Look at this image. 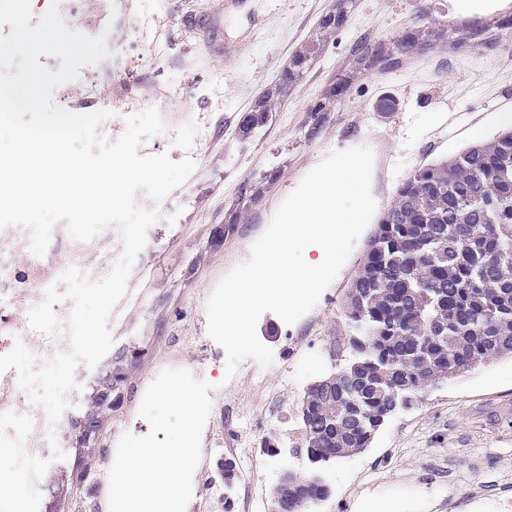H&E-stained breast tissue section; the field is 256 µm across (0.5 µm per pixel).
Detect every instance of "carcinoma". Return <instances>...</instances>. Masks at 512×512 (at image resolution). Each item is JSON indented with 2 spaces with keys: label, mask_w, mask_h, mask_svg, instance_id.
<instances>
[{
  "label": "carcinoma",
  "mask_w": 512,
  "mask_h": 512,
  "mask_svg": "<svg viewBox=\"0 0 512 512\" xmlns=\"http://www.w3.org/2000/svg\"><path fill=\"white\" fill-rule=\"evenodd\" d=\"M348 0L322 28L338 27ZM456 30L413 28L385 43L363 41L355 66L393 71L404 58ZM318 50L297 52L279 84L240 117L249 139L264 127L289 84ZM346 76L330 85L324 102L349 89ZM342 317L348 357L333 380L311 384L298 406L302 446L315 467L366 448L384 422L436 389L490 362L512 355V130L458 155L419 168L397 190L368 242L346 293ZM330 493L310 483L285 512H306Z\"/></svg>",
  "instance_id": "1"
}]
</instances>
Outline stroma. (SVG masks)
<instances>
[{
    "mask_svg": "<svg viewBox=\"0 0 512 512\" xmlns=\"http://www.w3.org/2000/svg\"><path fill=\"white\" fill-rule=\"evenodd\" d=\"M451 0H352L346 19L328 37L312 67L290 89L279 112L253 138L240 139V115L279 79L293 55L319 31L336 0H67L63 19L90 36L103 29L123 34L114 55L81 70L58 87V106L96 89L95 105L111 115L98 127L106 141L125 131L129 116L156 108L164 131L142 154L192 157L188 179L159 205L162 221L148 231L128 281V302L118 303L109 327L114 344L92 368L79 366L71 406L55 427L64 459L37 481L39 512H106L105 476L124 433L147 434L139 416L143 395L158 373L185 368L214 383L212 409L202 433L201 459L187 512H244L243 486L231 499L215 494L219 464L237 473L257 469L263 495L288 467L307 471L294 452L302 436L297 405L315 381L343 365L346 329L341 307L373 233L365 228L316 306L285 324L264 313L260 341L272 349L258 379H226V354L207 333L206 305L219 281L246 261L282 201L329 152L356 146L374 152L371 193L383 215L415 169L450 158L505 131L500 116L512 100V33L496 24L512 16V0L482 15L453 13ZM492 27L487 44L446 45L408 56L390 72L363 73L312 133V107L323 89L350 67L353 45L384 42L417 26ZM172 46L154 51L156 34ZM129 75L133 97L116 98V75ZM160 82L167 97L153 99ZM392 97L396 109L378 104ZM175 215L167 223V215ZM31 232L0 229V355L28 333L34 303L22 289L45 290L69 266L92 279L107 275L122 251L117 229L93 240H73L67 229L51 236L44 256L30 250ZM111 373L112 407L102 415L99 438L75 447L72 419L91 408V381ZM330 488L316 512H512V358H503L431 392L395 414L360 454L322 471Z\"/></svg>",
    "mask_w": 512,
    "mask_h": 512,
    "instance_id": "stroma-1",
    "label": "stroma"
}]
</instances>
